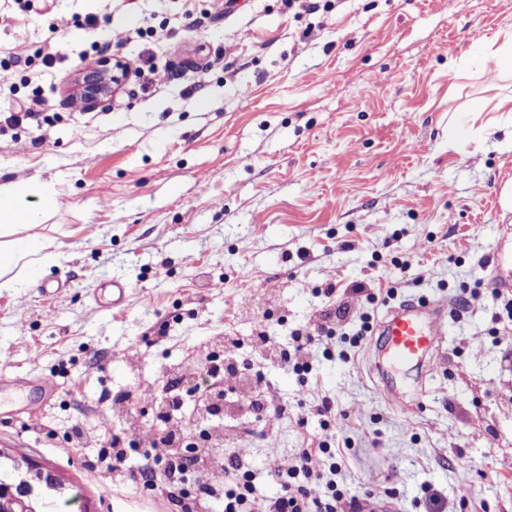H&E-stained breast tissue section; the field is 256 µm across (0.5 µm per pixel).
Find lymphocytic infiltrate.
Listing matches in <instances>:
<instances>
[{
	"mask_svg": "<svg viewBox=\"0 0 512 512\" xmlns=\"http://www.w3.org/2000/svg\"><path fill=\"white\" fill-rule=\"evenodd\" d=\"M225 373L223 364L209 359L202 369L208 387L187 390L185 400L172 401L162 429H145L139 435L149 443L166 476L174 480L164 493L176 512H197L201 502L212 498L223 500L224 512H367L363 497L338 489L341 466L335 449L326 442L302 449L291 462H271L267 475L279 493L264 500L257 498L237 456L213 454V446L224 436L223 428L208 426L199 432L200 443H193L190 423L207 408ZM189 479L194 482L190 493L182 486Z\"/></svg>",
	"mask_w": 512,
	"mask_h": 512,
	"instance_id": "lymphocytic-infiltrate-1",
	"label": "lymphocytic infiltrate"
}]
</instances>
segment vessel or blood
<instances>
[{"instance_id": "vessel-or-blood-1", "label": "vessel or blood", "mask_w": 512, "mask_h": 512, "mask_svg": "<svg viewBox=\"0 0 512 512\" xmlns=\"http://www.w3.org/2000/svg\"><path fill=\"white\" fill-rule=\"evenodd\" d=\"M379 327L389 364H417L441 354L448 335V304L442 300L407 303L389 309Z\"/></svg>"}]
</instances>
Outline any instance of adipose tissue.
<instances>
[{"label":"adipose tissue","mask_w":512,"mask_h":512,"mask_svg":"<svg viewBox=\"0 0 512 512\" xmlns=\"http://www.w3.org/2000/svg\"><path fill=\"white\" fill-rule=\"evenodd\" d=\"M489 57L495 61V73H512V31L472 48L455 66L468 69ZM31 197L38 198L39 211L28 208ZM55 204V194L48 187L27 183L0 187V291L17 287L34 265L48 266L59 261L61 253L55 239L21 233L23 225L38 222L40 213L52 210Z\"/></svg>","instance_id":"ef3b65f1"}]
</instances>
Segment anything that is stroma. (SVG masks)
<instances>
[{
	"mask_svg": "<svg viewBox=\"0 0 512 512\" xmlns=\"http://www.w3.org/2000/svg\"><path fill=\"white\" fill-rule=\"evenodd\" d=\"M56 0L55 13L103 22L50 33L48 17L0 0L1 75L19 96L37 80L45 122L0 136V185H52L56 206L30 235L55 238L60 264L0 292V448L80 487L59 512H168L129 450L122 475L89 468L102 435L131 441L158 424L168 391L194 385L212 353L237 366L224 400V450L274 496L270 458L325 439L344 486L388 512H512V320L494 278L512 283V150L472 103L488 89L454 60L512 29V0ZM206 30L195 40L192 29ZM168 29L157 45L150 30ZM53 68L25 59L45 40ZM151 58L107 104L71 107L92 42ZM127 278L120 309L102 286ZM64 282L45 294L41 285ZM480 297H471V289ZM377 302L367 303L366 293ZM447 301L445 360L425 380L392 374L414 412L375 392L368 360L388 308ZM368 313L371 330L351 344ZM335 328L309 346V373L268 360L298 329ZM55 382L29 416L15 377ZM152 387V403L132 396ZM329 399V421L310 408Z\"/></svg>",
	"mask_w": 512,
	"mask_h": 512,
	"instance_id": "35a3bbf8",
	"label": "stroma"
}]
</instances>
